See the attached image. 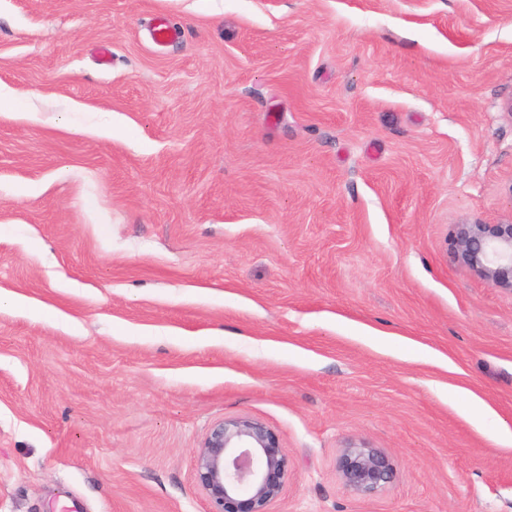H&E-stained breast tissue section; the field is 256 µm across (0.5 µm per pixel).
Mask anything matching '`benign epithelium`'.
<instances>
[{"instance_id":"7a95c632","label":"benign epithelium","mask_w":512,"mask_h":512,"mask_svg":"<svg viewBox=\"0 0 512 512\" xmlns=\"http://www.w3.org/2000/svg\"><path fill=\"white\" fill-rule=\"evenodd\" d=\"M455 259L492 285L512 289V220L458 225ZM339 471L348 491L371 496L393 481L396 468L382 451L354 441L344 449ZM195 474L209 512H269L288 477V459L265 422L228 418L214 423L196 450Z\"/></svg>"}]
</instances>
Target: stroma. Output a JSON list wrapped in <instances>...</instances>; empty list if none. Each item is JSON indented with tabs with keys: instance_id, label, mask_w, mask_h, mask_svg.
<instances>
[{
	"instance_id": "1",
	"label": "stroma",
	"mask_w": 512,
	"mask_h": 512,
	"mask_svg": "<svg viewBox=\"0 0 512 512\" xmlns=\"http://www.w3.org/2000/svg\"><path fill=\"white\" fill-rule=\"evenodd\" d=\"M0 89V512H209L238 416L270 512H512V0H0ZM455 259L492 285L512 289V220L458 225ZM277 433L251 417L214 423L195 455L196 479L209 512H270L288 477ZM345 488L353 494L371 496L389 485L395 476L394 462L365 441L350 442L339 459Z\"/></svg>"
}]
</instances>
